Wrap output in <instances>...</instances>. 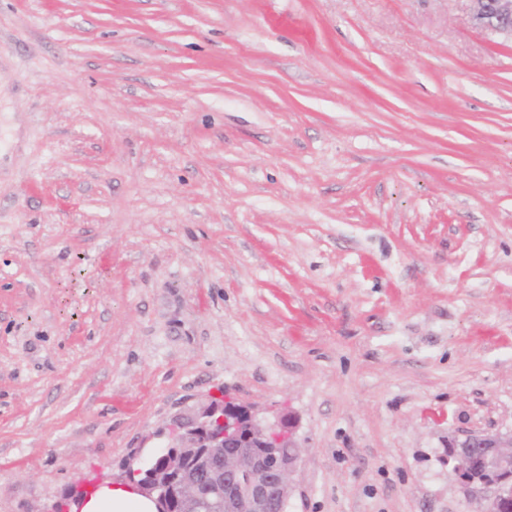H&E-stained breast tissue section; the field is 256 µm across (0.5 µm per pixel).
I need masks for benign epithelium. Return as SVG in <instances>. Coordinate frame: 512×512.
Instances as JSON below:
<instances>
[{"label": "benign epithelium", "instance_id": "benign-epithelium-1", "mask_svg": "<svg viewBox=\"0 0 512 512\" xmlns=\"http://www.w3.org/2000/svg\"><path fill=\"white\" fill-rule=\"evenodd\" d=\"M476 23L512 38V0H470ZM297 420L268 424L229 395L213 397L164 427L169 440L145 454L129 450L126 467L140 476L134 490L159 512H287L300 461ZM449 476L483 500L480 512L512 504V434L472 433L450 448ZM86 492L69 489L50 512H71Z\"/></svg>", "mask_w": 512, "mask_h": 512}]
</instances>
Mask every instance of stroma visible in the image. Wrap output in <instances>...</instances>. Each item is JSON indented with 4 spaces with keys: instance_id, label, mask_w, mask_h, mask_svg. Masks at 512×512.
<instances>
[{
    "instance_id": "35a3bbf8",
    "label": "stroma",
    "mask_w": 512,
    "mask_h": 512,
    "mask_svg": "<svg viewBox=\"0 0 512 512\" xmlns=\"http://www.w3.org/2000/svg\"><path fill=\"white\" fill-rule=\"evenodd\" d=\"M224 392L297 417L288 512H476L512 39L468 0H0V512Z\"/></svg>"
}]
</instances>
